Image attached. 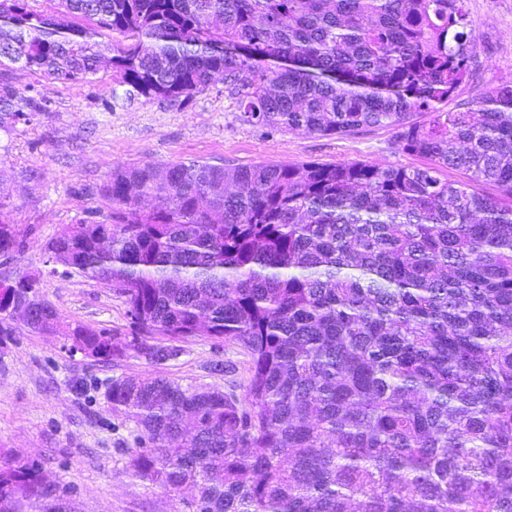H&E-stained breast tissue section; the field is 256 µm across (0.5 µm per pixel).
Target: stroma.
Segmentation results:
<instances>
[{
	"label": "stroma",
	"instance_id": "stroma-1",
	"mask_svg": "<svg viewBox=\"0 0 512 512\" xmlns=\"http://www.w3.org/2000/svg\"><path fill=\"white\" fill-rule=\"evenodd\" d=\"M478 37L475 78L449 108L470 106L512 82V0H464ZM105 61L92 82L73 84L0 70V89L33 95L43 109L0 116V195L22 240L0 256V280L26 275L65 321L110 329L129 341L127 307L106 284L54 270L45 247L60 228L93 221L104 207L100 189L113 169L189 160L224 166L336 164L367 161L416 168L424 158L399 151L388 127L345 135L284 133L244 123L223 82L185 106L112 96V35L99 37ZM57 334L0 321V452L39 467L46 495L22 499L19 512H188L176 496L133 474L129 453L141 431L112 411L105 393L119 377L165 376L185 385L242 393L249 357L232 342L198 338L156 363L135 349L102 363L69 350Z\"/></svg>",
	"mask_w": 512,
	"mask_h": 512
}]
</instances>
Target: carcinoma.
I'll list each match as a JSON object with an SVG mask.
<instances>
[{
	"instance_id": "cac0c4a2",
	"label": "carcinoma",
	"mask_w": 512,
	"mask_h": 512,
	"mask_svg": "<svg viewBox=\"0 0 512 512\" xmlns=\"http://www.w3.org/2000/svg\"><path fill=\"white\" fill-rule=\"evenodd\" d=\"M59 2L77 22L0 0V49L26 48L0 67L90 82L106 30L129 99L181 106L222 75L244 123L390 127L432 161L112 172L103 219L65 225L48 251L112 285L136 336L64 322L30 278L26 327L101 362L176 355L157 336L249 356L241 397L112 380L109 407L143 433L133 473L191 512H512V84L448 109L477 55L463 0ZM26 108L40 105L0 95V112ZM41 494V473L0 460V512Z\"/></svg>"
}]
</instances>
